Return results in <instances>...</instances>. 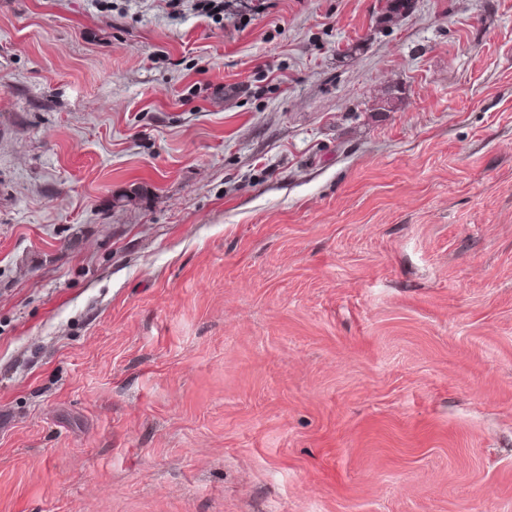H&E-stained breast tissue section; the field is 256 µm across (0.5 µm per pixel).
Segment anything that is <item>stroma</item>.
<instances>
[{
    "label": "stroma",
    "mask_w": 512,
    "mask_h": 512,
    "mask_svg": "<svg viewBox=\"0 0 512 512\" xmlns=\"http://www.w3.org/2000/svg\"><path fill=\"white\" fill-rule=\"evenodd\" d=\"M384 2L0 0V512H512V0Z\"/></svg>",
    "instance_id": "obj_1"
}]
</instances>
